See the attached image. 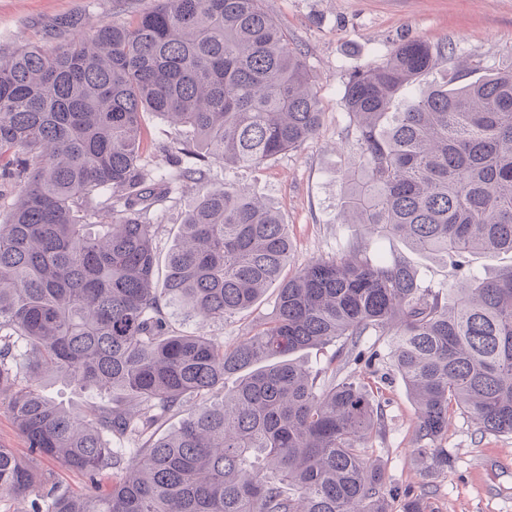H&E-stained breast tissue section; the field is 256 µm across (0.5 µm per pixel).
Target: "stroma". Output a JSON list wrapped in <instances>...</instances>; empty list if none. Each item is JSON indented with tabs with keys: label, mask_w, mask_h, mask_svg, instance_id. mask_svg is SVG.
I'll return each instance as SVG.
<instances>
[{
	"label": "stroma",
	"mask_w": 512,
	"mask_h": 512,
	"mask_svg": "<svg viewBox=\"0 0 512 512\" xmlns=\"http://www.w3.org/2000/svg\"><path fill=\"white\" fill-rule=\"evenodd\" d=\"M150 5L151 0H0V55L30 45L50 50L72 32L126 23ZM266 7L305 55L323 112L319 133L259 167L214 162L204 182L176 183L175 203L155 216L159 256L172 247L184 210L226 184L279 212L292 241L288 272L340 255L355 236L354 226L339 218L344 176L358 154L347 137L349 74L384 61L404 38L448 44L447 58L405 88L406 98L441 83L450 68L474 82L512 63V0H266ZM142 124L144 159L165 172L168 146L189 135L150 112ZM369 244L375 255H406L433 289L447 291L456 281L446 256L411 251L391 236L372 237ZM275 298V290H268L251 309L212 327V334L228 342L247 335L272 316ZM362 346L378 352L375 369L385 379L384 429L368 454L382 462L390 496L398 501L408 492H426L427 512H512V434L481 432L469 415L455 413L439 442L448 452V468L428 472L416 453V404L392 365L387 337H363Z\"/></svg>",
	"instance_id": "obj_1"
}]
</instances>
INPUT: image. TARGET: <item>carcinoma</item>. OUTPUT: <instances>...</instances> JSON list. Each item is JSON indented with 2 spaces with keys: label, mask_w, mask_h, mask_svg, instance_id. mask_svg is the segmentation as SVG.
Listing matches in <instances>:
<instances>
[{
  "label": "carcinoma",
  "mask_w": 512,
  "mask_h": 512,
  "mask_svg": "<svg viewBox=\"0 0 512 512\" xmlns=\"http://www.w3.org/2000/svg\"><path fill=\"white\" fill-rule=\"evenodd\" d=\"M448 44L397 43L345 86L359 150L342 212L361 225L341 257L285 270L288 225L232 186L182 220L156 287L155 213L170 184L210 161L257 167L313 139L322 111L298 45L265 0H154L133 21L0 57V179L19 188L0 224V393L27 452L0 445V502L30 512H393L381 387L343 375L361 338L389 337L417 404L429 472L448 414L512 434V267L464 273L453 301L367 237L400 236L458 268L512 254V68L461 82L456 70L400 101ZM194 139L158 177L142 163L141 117ZM271 318L233 343L208 334L260 301ZM182 316L193 332L175 327ZM338 344L313 371L293 355ZM238 384L224 392V378ZM63 377L107 400L72 413L45 398ZM184 418L160 431L169 417ZM84 478L58 492L37 461Z\"/></svg>",
  "instance_id": "obj_1"
}]
</instances>
